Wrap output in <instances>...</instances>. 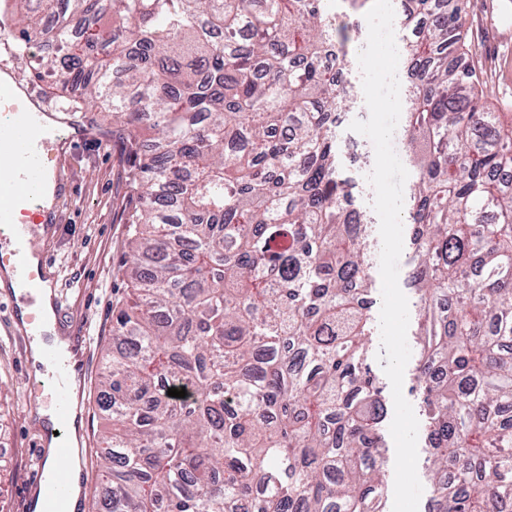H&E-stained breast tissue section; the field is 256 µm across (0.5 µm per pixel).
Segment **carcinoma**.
<instances>
[{
	"instance_id": "1",
	"label": "carcinoma",
	"mask_w": 512,
	"mask_h": 512,
	"mask_svg": "<svg viewBox=\"0 0 512 512\" xmlns=\"http://www.w3.org/2000/svg\"><path fill=\"white\" fill-rule=\"evenodd\" d=\"M12 55L80 84L136 202L92 512H388L367 363L371 224L325 0H33ZM402 20L414 379L430 512H512V118L466 61L467 0ZM186 383L170 397L164 385Z\"/></svg>"
}]
</instances>
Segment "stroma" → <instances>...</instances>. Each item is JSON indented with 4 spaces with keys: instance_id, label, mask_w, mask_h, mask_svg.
Segmentation results:
<instances>
[{
    "instance_id": "35a3bbf8",
    "label": "stroma",
    "mask_w": 512,
    "mask_h": 512,
    "mask_svg": "<svg viewBox=\"0 0 512 512\" xmlns=\"http://www.w3.org/2000/svg\"><path fill=\"white\" fill-rule=\"evenodd\" d=\"M333 24L357 29L349 45L348 81L361 82L357 54L367 38L363 14L332 6ZM469 62L495 112L512 113V0H468ZM22 83L34 86L49 105L81 102L82 89L62 87L55 77L36 76L33 68L13 64ZM76 120L90 125L94 139L73 144L60 155L61 170L75 185L74 194L61 204L63 222L41 239L42 250L55 261V271L66 295L64 320L87 319L92 337L93 369L83 394V462L88 476L83 485L86 499L98 495L95 477L98 437L105 425L95 399L103 372V356L112 343V311L127 290L121 265L126 250L124 211L129 188L122 161L128 153L125 141L112 133V121L101 113L79 112ZM22 340L8 333L0 322V381L6 399L0 404V512H28L20 487L33 467L35 441L40 429L33 415L30 386L35 367L18 362Z\"/></svg>"
}]
</instances>
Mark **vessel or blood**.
I'll return each instance as SVG.
<instances>
[{
    "mask_svg": "<svg viewBox=\"0 0 512 512\" xmlns=\"http://www.w3.org/2000/svg\"><path fill=\"white\" fill-rule=\"evenodd\" d=\"M64 133L67 139L83 140L91 136V129L74 120L61 119L56 112L46 108L39 93L17 80L0 77V159L10 163L9 173L0 174V240L8 243L12 256L11 268L21 293L12 297V313L7 320L11 333L23 331L25 324L35 323L38 305L44 288H51L56 310H64L65 296L58 282H45L27 265L28 255L38 256L42 264H49L43 254L37 233L42 218L60 222L58 210L47 207V190L55 182L56 163L50 137L45 128ZM68 336L83 348L84 367H91L92 351L86 321L70 324ZM49 368L50 390L41 400L52 408L55 424L46 431V438L56 441V452L70 456L66 432L69 428L73 399L68 386L69 370L55 350L44 352ZM72 469L56 473L44 479L42 470L31 471L25 490L42 492L40 512H64L62 505L71 494Z\"/></svg>",
    "mask_w": 512,
    "mask_h": 512,
    "instance_id": "1",
    "label": "vessel or blood"
}]
</instances>
